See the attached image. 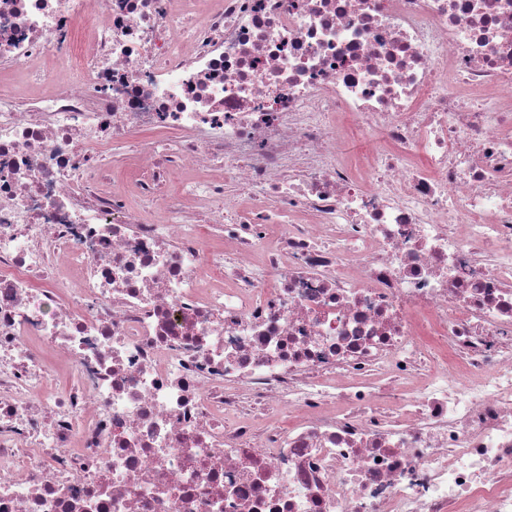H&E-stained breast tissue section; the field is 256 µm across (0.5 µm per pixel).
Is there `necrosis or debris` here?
I'll return each mask as SVG.
<instances>
[{
  "label": "necrosis or debris",
  "instance_id": "4bbe7bcc",
  "mask_svg": "<svg viewBox=\"0 0 512 512\" xmlns=\"http://www.w3.org/2000/svg\"><path fill=\"white\" fill-rule=\"evenodd\" d=\"M0 512H512V0H0Z\"/></svg>",
  "mask_w": 512,
  "mask_h": 512
}]
</instances>
